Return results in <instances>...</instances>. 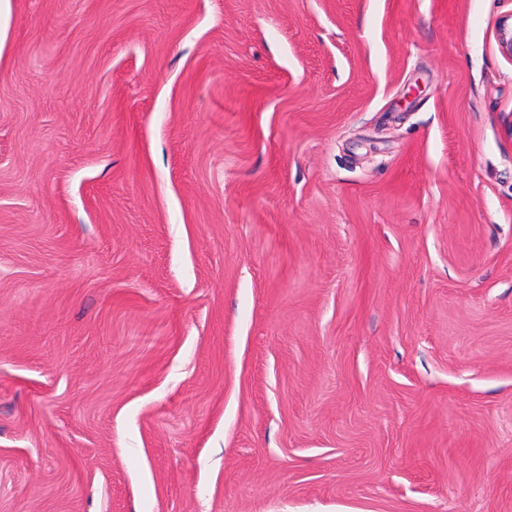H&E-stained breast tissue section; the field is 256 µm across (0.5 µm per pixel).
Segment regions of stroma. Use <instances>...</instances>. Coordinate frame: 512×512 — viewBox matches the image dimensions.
<instances>
[{
  "mask_svg": "<svg viewBox=\"0 0 512 512\" xmlns=\"http://www.w3.org/2000/svg\"><path fill=\"white\" fill-rule=\"evenodd\" d=\"M512 0H9L0 512H512Z\"/></svg>",
  "mask_w": 512,
  "mask_h": 512,
  "instance_id": "1",
  "label": "stroma"
}]
</instances>
